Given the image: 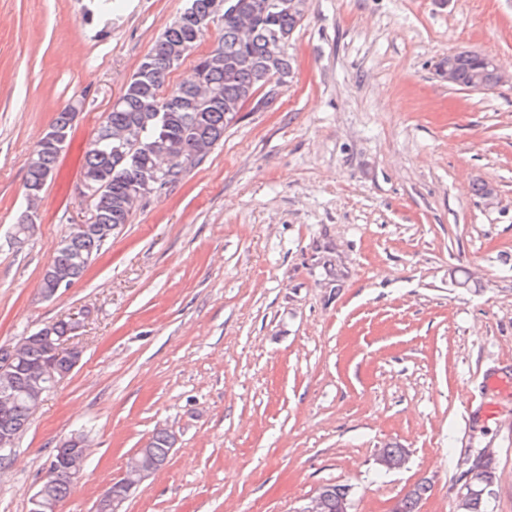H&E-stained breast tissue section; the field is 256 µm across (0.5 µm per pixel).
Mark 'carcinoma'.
Segmentation results:
<instances>
[{
    "label": "carcinoma",
    "mask_w": 512,
    "mask_h": 512,
    "mask_svg": "<svg viewBox=\"0 0 512 512\" xmlns=\"http://www.w3.org/2000/svg\"><path fill=\"white\" fill-rule=\"evenodd\" d=\"M223 0H189L198 16H220L222 26L215 44L199 55L195 79L176 86L168 78L174 67L192 52L205 35L195 22L179 14L155 42L126 84L112 110L100 123L85 153L81 177L88 183L101 180L108 189L90 199L99 230L83 234L71 230L52 257L53 267L43 273L39 288H53V276L78 282L115 231L130 223L135 200L133 185L160 178L172 188L205 161L213 146L224 137L226 128L246 103L269 108L278 97L273 88L287 83L291 65L288 42L311 7V0H236L239 13H218ZM457 88H468L479 61L460 56L455 61ZM73 105L56 112L49 131L72 134ZM69 145L61 139L52 147L34 154L35 163L26 166L25 195L37 206L47 183L53 178L60 154ZM180 158L182 166L172 170L167 162ZM43 358L42 347H26L24 358L16 362V382L22 391L9 417L0 422L19 435L32 418L31 400L25 389L38 385L29 370ZM177 445L176 436L160 429L153 433L145 451L164 466ZM475 484L492 481L491 458L472 469ZM76 478L67 474L49 475L40 489L46 496L63 502ZM323 512H344V502L353 497L348 485H324ZM428 491L426 482L413 486L399 501L396 512H418Z\"/></svg>",
    "instance_id": "obj_1"
}]
</instances>
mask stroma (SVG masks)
<instances>
[{"instance_id":"stroma-1","label":"stroma","mask_w":512,"mask_h":512,"mask_svg":"<svg viewBox=\"0 0 512 512\" xmlns=\"http://www.w3.org/2000/svg\"><path fill=\"white\" fill-rule=\"evenodd\" d=\"M0 0V346L70 315L83 358L0 463L30 512L54 449L87 433L60 512H95L154 430L178 437L123 512H298L327 483L352 512H459L493 458L512 512V83L449 87L455 50L512 71V0H312L273 106L245 105L185 179L137 206L69 288L42 271L90 204L85 151L185 0ZM70 143L21 243L25 162L55 112ZM487 182L496 194H475ZM408 451L385 474L381 448Z\"/></svg>"}]
</instances>
